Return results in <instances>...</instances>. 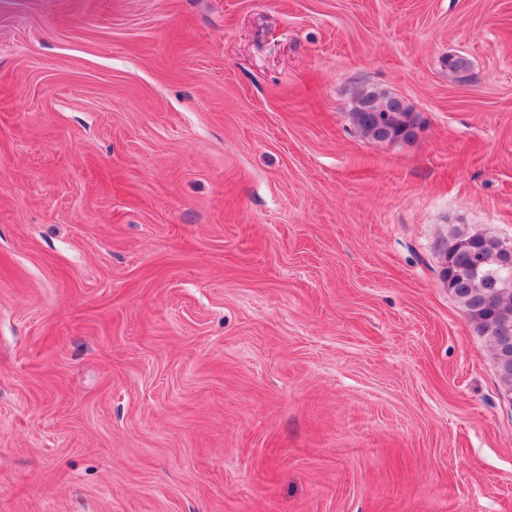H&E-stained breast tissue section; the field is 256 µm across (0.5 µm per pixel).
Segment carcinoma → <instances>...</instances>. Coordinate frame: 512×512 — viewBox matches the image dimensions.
I'll list each match as a JSON object with an SVG mask.
<instances>
[{
  "label": "carcinoma",
  "instance_id": "carcinoma-1",
  "mask_svg": "<svg viewBox=\"0 0 512 512\" xmlns=\"http://www.w3.org/2000/svg\"><path fill=\"white\" fill-rule=\"evenodd\" d=\"M364 99L376 101L382 112L361 111L360 103ZM401 107L402 102L397 98L361 90L356 94L351 111L352 122L363 136L376 140L379 129L375 116H385L392 132L391 141L409 140L415 134L408 131L407 126L415 119L412 113L401 111ZM500 275L496 244L489 235L459 230L448 241L441 278L474 330L485 338L502 387L512 391V344L504 346L505 339L512 340V288L495 287Z\"/></svg>",
  "mask_w": 512,
  "mask_h": 512
}]
</instances>
